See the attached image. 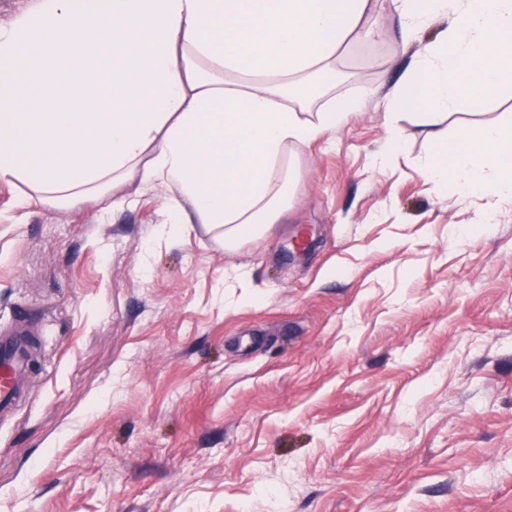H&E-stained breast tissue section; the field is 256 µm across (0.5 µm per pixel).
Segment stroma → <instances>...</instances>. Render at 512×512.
I'll list each match as a JSON object with an SVG mask.
<instances>
[{"instance_id": "35a3bbf8", "label": "stroma", "mask_w": 512, "mask_h": 512, "mask_svg": "<svg viewBox=\"0 0 512 512\" xmlns=\"http://www.w3.org/2000/svg\"><path fill=\"white\" fill-rule=\"evenodd\" d=\"M377 23L335 94L387 93L415 53ZM488 124L512 92L435 129ZM426 131L367 102L232 251L168 224L158 183L30 207L0 181V318L37 341L0 512H512V202L436 186Z\"/></svg>"}]
</instances>
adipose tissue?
<instances>
[{
	"label": "adipose tissue",
	"instance_id": "1",
	"mask_svg": "<svg viewBox=\"0 0 512 512\" xmlns=\"http://www.w3.org/2000/svg\"><path fill=\"white\" fill-rule=\"evenodd\" d=\"M379 0H35L0 25V181L31 205L111 189L174 187L171 224L220 231L225 249L282 223L293 151L341 126L370 86L333 96L336 61L380 31ZM402 43L423 44L387 110L424 122L512 90V0H388ZM113 56L114 104L97 90ZM426 174L512 201V130L436 143Z\"/></svg>",
	"mask_w": 512,
	"mask_h": 512
}]
</instances>
